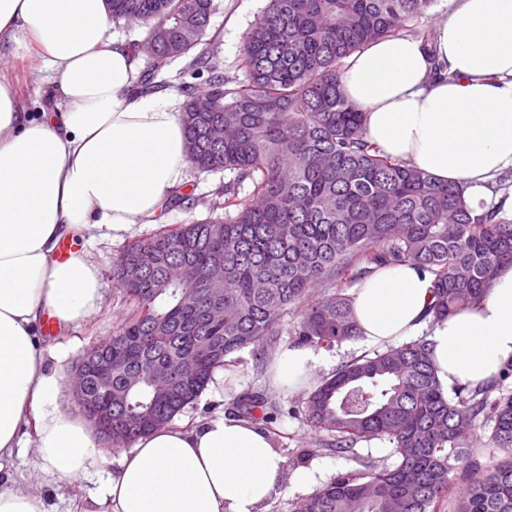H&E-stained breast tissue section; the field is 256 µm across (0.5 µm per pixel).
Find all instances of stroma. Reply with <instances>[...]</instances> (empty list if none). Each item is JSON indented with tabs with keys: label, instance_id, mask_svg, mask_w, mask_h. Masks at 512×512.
Wrapping results in <instances>:
<instances>
[{
	"label": "stroma",
	"instance_id": "stroma-1",
	"mask_svg": "<svg viewBox=\"0 0 512 512\" xmlns=\"http://www.w3.org/2000/svg\"><path fill=\"white\" fill-rule=\"evenodd\" d=\"M214 11L210 30L217 39L208 47L224 63V76L231 83L244 81L240 67L243 56L244 37L266 6V0H213ZM0 77L14 83L20 94L22 111L31 117L49 111L52 102L47 96V74L37 56L23 53L0 59ZM157 226L136 225L119 239L95 237L83 239L81 248L87 251L91 262L97 267L103 285L101 310L86 322L67 331L42 333L41 346L48 367L59 379L67 383L72 370L84 350L108 339L116 327L126 318L130 309L123 293L113 278V269L122 252L135 241L154 233ZM298 314L288 310L281 317L284 334L279 347L260 354L251 350L240 353L238 361L228 363V375L223 392L206 389L200 399L185 409L177 418L178 423L194 425L216 413L234 414L236 402L244 394H261L276 401L282 413L266 430L283 455L288 471L313 464L320 465L324 478L337 473L361 469L363 462H383L389 459L392 446L387 439L373 438L359 442L354 454L342 455L323 450V432L315 429L301 414L307 390L288 392L272 385V364L280 347L295 343L293 335L298 326ZM471 454L466 463L457 465L454 472L453 491H460L468 484L474 470L492 464L500 455L492 448L487 433L475 431L470 439ZM119 451L107 453V461L97 474L74 482L61 481L41 472L35 465L37 459L33 436H25L23 448L17 449L5 465L14 487L38 491L44 498L48 512H74L76 507L88 512H109L108 505L97 504L101 485L115 473Z\"/></svg>",
	"mask_w": 512,
	"mask_h": 512
}]
</instances>
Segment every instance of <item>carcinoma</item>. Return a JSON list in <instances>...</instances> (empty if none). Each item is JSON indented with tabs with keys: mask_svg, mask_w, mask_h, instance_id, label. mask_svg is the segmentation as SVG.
<instances>
[{
	"mask_svg": "<svg viewBox=\"0 0 512 512\" xmlns=\"http://www.w3.org/2000/svg\"><path fill=\"white\" fill-rule=\"evenodd\" d=\"M114 23L144 28L156 46L141 74L186 60L179 90L189 164L231 178L202 201L209 217L162 229L126 248L114 277L133 305L112 336V433L125 448L195 404L216 370L247 348L273 345L280 318L299 312L301 344L330 348L359 337L346 285L371 266L417 265L433 276V317L477 302L512 265V216L477 210L466 188L440 184L365 136V116L341 91L343 61L398 35L431 0H267L245 36L247 81L226 87L207 43L211 0H107ZM208 74L199 91L184 77ZM223 225L212 235L210 225ZM222 267L214 266L216 255ZM512 363L488 386L458 384L450 397L427 339L360 355L304 401L325 445L351 453L364 440L393 444L391 461L332 477L292 512H439L467 435L490 430L502 457L475 472L454 512H512ZM239 416L269 422L277 403L238 399Z\"/></svg>",
	"mask_w": 512,
	"mask_h": 512,
	"instance_id": "cac0c4a2",
	"label": "carcinoma"
}]
</instances>
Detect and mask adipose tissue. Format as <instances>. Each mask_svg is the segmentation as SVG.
<instances>
[{
	"instance_id": "1",
	"label": "adipose tissue",
	"mask_w": 512,
	"mask_h": 512,
	"mask_svg": "<svg viewBox=\"0 0 512 512\" xmlns=\"http://www.w3.org/2000/svg\"><path fill=\"white\" fill-rule=\"evenodd\" d=\"M107 22L106 0H0V38L40 52L56 104L31 118L0 81V465L27 429L41 470L66 481L97 471L103 456L90 426L59 408L39 323L85 320L102 283L84 253L62 260L59 245L152 223L187 169L177 95L134 93L137 59ZM341 89L386 154L480 198L512 166V0H456L429 38L369 43L347 59ZM432 301L433 276L414 264L377 267L352 292L367 344L423 336L442 386L494 381L512 361V266L447 318H433ZM319 362L284 348L274 386L304 388ZM284 468L265 430L218 414L138 438L103 496L112 512H262Z\"/></svg>"
}]
</instances>
